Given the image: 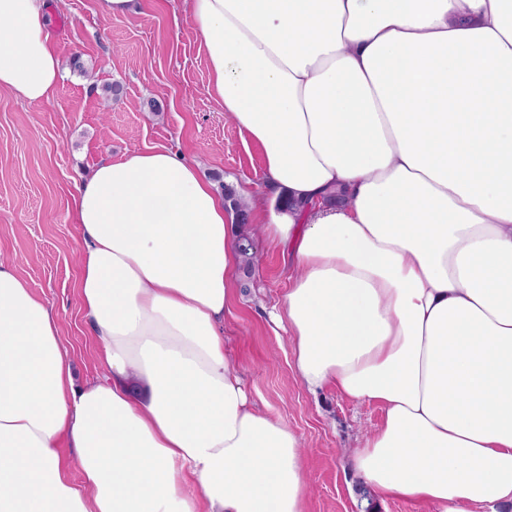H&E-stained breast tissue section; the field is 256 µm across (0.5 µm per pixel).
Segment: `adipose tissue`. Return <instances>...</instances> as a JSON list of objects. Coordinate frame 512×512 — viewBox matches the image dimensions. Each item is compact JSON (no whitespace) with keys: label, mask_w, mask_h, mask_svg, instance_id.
Here are the masks:
<instances>
[{"label":"adipose tissue","mask_w":512,"mask_h":512,"mask_svg":"<svg viewBox=\"0 0 512 512\" xmlns=\"http://www.w3.org/2000/svg\"><path fill=\"white\" fill-rule=\"evenodd\" d=\"M213 97L263 157L250 219L295 272L294 371L375 403L382 500L512 512V0H185ZM46 0H0V90L64 75ZM104 374L0 264V512H305L299 439L224 345L234 215L168 149L77 185ZM72 448L73 462L60 455Z\"/></svg>","instance_id":"1"}]
</instances>
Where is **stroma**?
<instances>
[{
	"mask_svg": "<svg viewBox=\"0 0 512 512\" xmlns=\"http://www.w3.org/2000/svg\"><path fill=\"white\" fill-rule=\"evenodd\" d=\"M65 78L54 98L28 104L0 91V261L60 317L61 341L77 382L99 377L100 348L77 282L83 237L75 188L104 158L165 147L198 164L214 184L254 191L258 146L244 144L210 93L201 34L179 0H139L136 13L105 18L98 0H47ZM80 59L81 69L70 62ZM119 85L108 96L106 86ZM163 109L150 111L149 100ZM258 265L237 269L224 339L252 402L281 419L303 445L306 512H433L364 491L352 466L380 406L353 403L335 388L310 392L295 375L290 338L270 319L288 288V258L257 238Z\"/></svg>",
	"mask_w": 512,
	"mask_h": 512,
	"instance_id": "1",
	"label": "stroma"
}]
</instances>
